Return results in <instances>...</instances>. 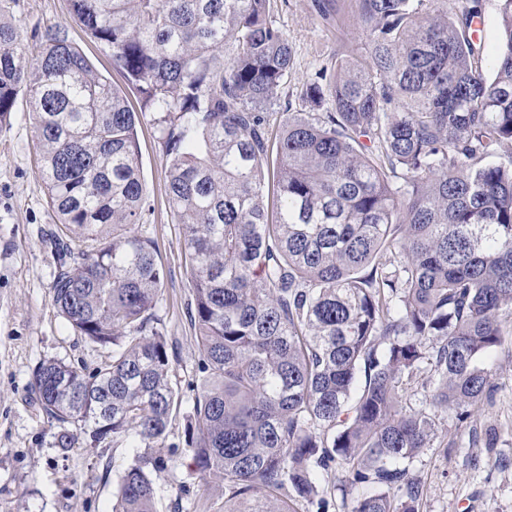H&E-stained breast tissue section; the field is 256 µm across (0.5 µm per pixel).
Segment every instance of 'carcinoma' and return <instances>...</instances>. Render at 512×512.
Masks as SVG:
<instances>
[{
	"mask_svg": "<svg viewBox=\"0 0 512 512\" xmlns=\"http://www.w3.org/2000/svg\"><path fill=\"white\" fill-rule=\"evenodd\" d=\"M268 2L70 0L165 146L201 355L184 414L155 314L165 273L139 230L137 115L65 32L29 58L0 23V127L27 96L61 224L53 303L112 348L89 375L46 360L33 387L57 447L81 432L144 449L112 512H155L180 414L220 512H329L319 475L336 472L367 488L351 512H420L412 460L448 447L442 415L463 424L496 391L482 359L512 324V0L489 77L477 6L355 0L367 56L304 81L309 111L274 137L293 58ZM415 380L419 407L400 394Z\"/></svg>",
	"mask_w": 512,
	"mask_h": 512,
	"instance_id": "obj_1",
	"label": "carcinoma"
}]
</instances>
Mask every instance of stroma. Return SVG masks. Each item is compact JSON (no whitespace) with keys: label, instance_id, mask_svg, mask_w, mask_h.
I'll return each mask as SVG.
<instances>
[{"label":"stroma","instance_id":"stroma-1","mask_svg":"<svg viewBox=\"0 0 512 512\" xmlns=\"http://www.w3.org/2000/svg\"><path fill=\"white\" fill-rule=\"evenodd\" d=\"M269 12L293 53L292 74L278 94L275 116L281 119L304 110L299 93L306 77L337 60L365 57L368 40L353 0H270ZM0 22L19 30L29 56L37 51L38 32L50 26L67 31L138 112V161L148 197L142 222L166 274L155 312L168 341L172 378L183 399H190L200 361L190 320L191 274L181 226L168 203L166 155L152 114L141 112L137 90L76 22L68 0H0ZM58 227L33 115L22 96L9 124L0 127V512H112L120 477L136 454L126 441L57 448L59 427L32 392L43 360L61 359L90 373L111 357L110 349L75 335L53 304L57 258L48 239ZM489 365L497 391L472 426L495 429L496 444L469 447L470 426L445 420L452 448L427 449L411 464L422 479L421 512H512V331ZM167 443L173 454L156 482V512H211L223 503L222 484L203 482L194 470L183 419L172 422Z\"/></svg>","mask_w":512,"mask_h":512}]
</instances>
